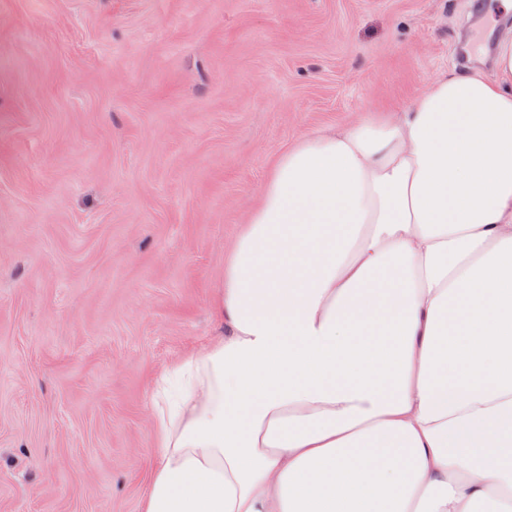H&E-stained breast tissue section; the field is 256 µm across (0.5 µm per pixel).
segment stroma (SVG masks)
Returning a JSON list of instances; mask_svg holds the SVG:
<instances>
[{"label": "stroma", "instance_id": "35a3bbf8", "mask_svg": "<svg viewBox=\"0 0 512 512\" xmlns=\"http://www.w3.org/2000/svg\"><path fill=\"white\" fill-rule=\"evenodd\" d=\"M499 2L0 0V512H140L273 161L410 107Z\"/></svg>", "mask_w": 512, "mask_h": 512}]
</instances>
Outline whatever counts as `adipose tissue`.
Returning a JSON list of instances; mask_svg holds the SVG:
<instances>
[{
    "label": "adipose tissue",
    "instance_id": "ef3b65f1",
    "mask_svg": "<svg viewBox=\"0 0 512 512\" xmlns=\"http://www.w3.org/2000/svg\"><path fill=\"white\" fill-rule=\"evenodd\" d=\"M278 156L141 512H512V31Z\"/></svg>",
    "mask_w": 512,
    "mask_h": 512
}]
</instances>
